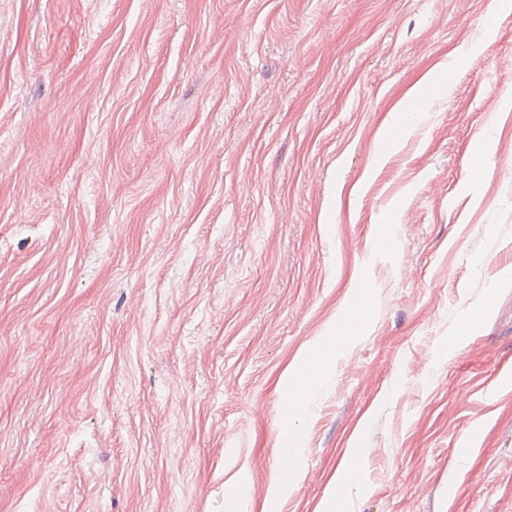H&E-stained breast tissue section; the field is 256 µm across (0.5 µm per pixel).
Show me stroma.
<instances>
[{
	"label": "stroma",
	"instance_id": "stroma-1",
	"mask_svg": "<svg viewBox=\"0 0 512 512\" xmlns=\"http://www.w3.org/2000/svg\"><path fill=\"white\" fill-rule=\"evenodd\" d=\"M351 463L341 512H512V0H0V512H326ZM436 74L437 73L428 72L424 75L414 86L411 87L401 101L394 107L393 112H390V121H388L390 129H393L394 127V115L399 113L401 108L408 105L410 102L423 100V94L427 91L428 85L434 82ZM316 376L317 374L304 371V369L298 372L294 382V386L298 387L299 396L295 404L294 411L292 415L289 416V418L293 417L295 420L298 416L302 415L306 411L307 398L314 386Z\"/></svg>",
	"mask_w": 512,
	"mask_h": 512
}]
</instances>
